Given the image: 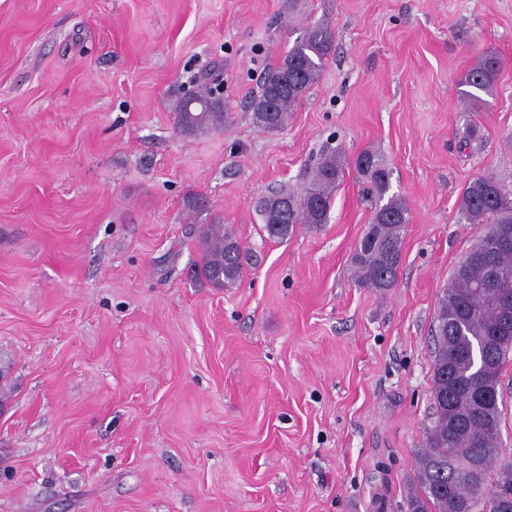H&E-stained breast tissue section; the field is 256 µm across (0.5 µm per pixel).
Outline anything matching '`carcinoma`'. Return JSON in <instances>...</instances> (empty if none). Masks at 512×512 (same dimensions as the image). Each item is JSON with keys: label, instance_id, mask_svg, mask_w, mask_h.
I'll list each match as a JSON object with an SVG mask.
<instances>
[{"label": "carcinoma", "instance_id": "carcinoma-1", "mask_svg": "<svg viewBox=\"0 0 512 512\" xmlns=\"http://www.w3.org/2000/svg\"><path fill=\"white\" fill-rule=\"evenodd\" d=\"M334 51V35L328 28L309 27L295 39L279 64L261 78L259 93L250 108L253 120L275 131L283 128L306 93L319 81L327 59ZM502 73L494 52L481 54L461 80L464 103L482 101ZM200 95L202 104L191 106L185 98L175 105L177 124L191 132L217 128L229 122L221 104ZM358 175L374 199L370 224L357 243L353 269L357 283L383 292L398 278L403 233L409 223L407 202L398 195L389 198L390 171L373 150L355 160ZM346 161L339 150L328 147L309 169L303 190L271 192L258 204L268 236L286 239L298 224L320 228L327 223L337 188L344 180ZM461 219L477 225V233L498 224L512 226V191L499 182L472 178L464 187L459 204ZM201 275L217 288H231L243 276L242 247L222 224H210L202 234ZM512 294V247L494 255L492 270L480 260L459 261L448 288L439 300L433 336L432 426L426 433L419 457L421 493L412 503L413 512H512V460L499 456L501 424L499 402L481 406L478 392H499L503 368L512 352V330L503 332L512 307L503 296ZM474 462L494 476L492 482L469 477Z\"/></svg>", "mask_w": 512, "mask_h": 512}]
</instances>
